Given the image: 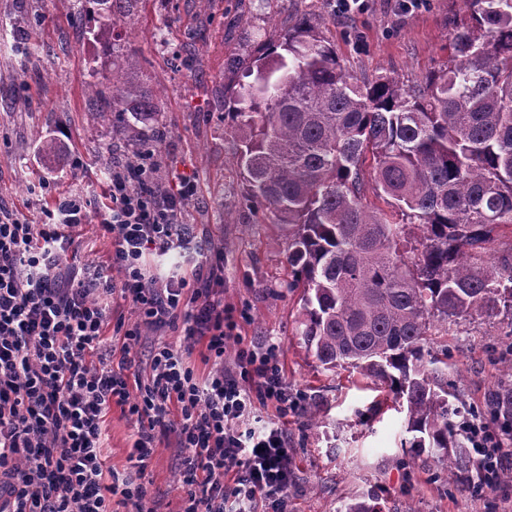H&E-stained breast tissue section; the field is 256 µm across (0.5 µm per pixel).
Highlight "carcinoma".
I'll list each match as a JSON object with an SVG mask.
<instances>
[{"instance_id": "obj_1", "label": "carcinoma", "mask_w": 512, "mask_h": 512, "mask_svg": "<svg viewBox=\"0 0 512 512\" xmlns=\"http://www.w3.org/2000/svg\"><path fill=\"white\" fill-rule=\"evenodd\" d=\"M448 61L415 86L352 74L300 15L259 46L224 115L246 199L288 231V288L301 290L296 335L326 371L352 369L406 409L411 454L428 453L455 483L481 476L466 446L448 325L484 318L512 327V0H469ZM98 73L116 118L158 115L151 89ZM398 213L369 209L367 191ZM485 414L512 423V378Z\"/></svg>"}]
</instances>
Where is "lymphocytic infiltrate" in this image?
<instances>
[{"instance_id":"lymphocytic-infiltrate-1","label":"lymphocytic infiltrate","mask_w":512,"mask_h":512,"mask_svg":"<svg viewBox=\"0 0 512 512\" xmlns=\"http://www.w3.org/2000/svg\"><path fill=\"white\" fill-rule=\"evenodd\" d=\"M196 178L162 173L140 151L113 166L99 230L112 246L113 279L65 264L69 228L87 223V203L57 199L41 223L0 213V512H156L140 478L158 443L175 437L188 490L182 512H288L293 462L281 421L300 415L276 344L240 346L225 363L236 323L218 288L224 254L185 252V209ZM178 254L165 273L147 255ZM129 304L134 321L114 317ZM179 333L180 343L159 339ZM120 349L104 348L105 333ZM156 339L147 367L131 356ZM203 345L208 373L188 363ZM274 405L279 419L262 421ZM137 425L129 465L110 468L104 418L112 407ZM484 482L496 487L507 451L486 423L469 424Z\"/></svg>"}]
</instances>
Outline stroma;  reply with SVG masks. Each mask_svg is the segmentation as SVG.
Here are the masks:
<instances>
[{
    "mask_svg": "<svg viewBox=\"0 0 512 512\" xmlns=\"http://www.w3.org/2000/svg\"><path fill=\"white\" fill-rule=\"evenodd\" d=\"M311 15L336 45L350 71L375 79L420 83L448 57L457 26L468 23L467 0H427L412 13L399 0H371L368 12L336 16L331 0H140L134 12L113 11L112 54L130 57L128 80L159 88L154 100L163 123L128 119L121 135L93 120L102 100L87 85L107 57L94 55L92 37L72 27L60 0H0V209L42 220L39 184L83 197L89 223L76 228L81 245L63 261L105 266L110 245L99 233L104 153L113 162L133 149L158 152L163 167L195 174L196 198L184 221L202 248L224 251V305L245 342L279 346L289 393L305 397L308 411L289 419L288 446L295 483L288 512H338L367 500L380 512H512V461L505 478L482 495L460 490L426 458L403 464L405 413L386 390L355 372L323 371L300 344L294 319L300 294L290 291L286 240L277 225L245 201L235 162L236 143L224 127V90L238 82L234 62L261 43L277 44L290 18ZM45 15L25 42L16 26ZM181 52L186 65L174 67ZM30 56L22 81L12 73ZM59 140L58 157L39 151L41 138ZM512 328L482 322L448 329V362L462 400L480 409L503 376L502 351ZM318 415L310 426L308 412ZM175 441L160 445L143 481L159 512H181L185 473Z\"/></svg>",
    "mask_w": 512,
    "mask_h": 512,
    "instance_id": "1",
    "label": "stroma"
}]
</instances>
